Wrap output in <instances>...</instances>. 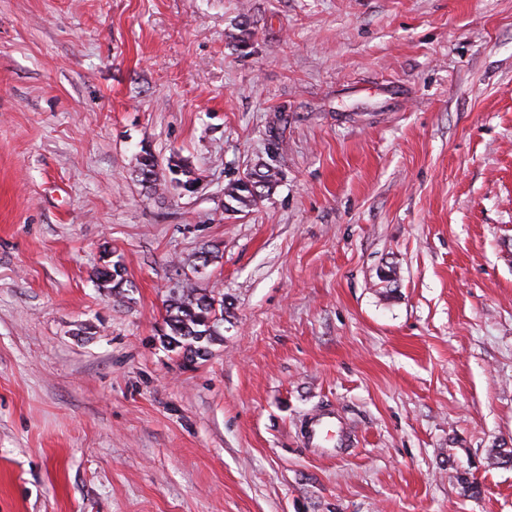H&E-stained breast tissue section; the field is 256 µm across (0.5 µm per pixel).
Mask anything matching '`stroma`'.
Instances as JSON below:
<instances>
[{
    "label": "stroma",
    "mask_w": 512,
    "mask_h": 512,
    "mask_svg": "<svg viewBox=\"0 0 512 512\" xmlns=\"http://www.w3.org/2000/svg\"><path fill=\"white\" fill-rule=\"evenodd\" d=\"M503 448L512 0H0V512H512ZM157 161L151 152H144V155L138 159L137 176L140 182L148 184L150 189L157 190L159 185V175L157 172ZM260 168L249 169L243 176L228 183L224 188V196L229 203L224 204L225 211L243 212L245 209H253L264 200L263 190L269 191L277 183L278 170L272 164L266 163ZM235 203V206L230 203ZM125 267L120 261L107 264L97 270L96 279L99 287L108 288L112 284V292L118 296L124 291L122 285L124 283ZM164 305L168 330L160 337L163 346L179 349L185 363L207 357L211 345L221 341L218 328L227 309L224 295L190 286L169 290ZM341 432L336 414L331 410H324L309 418L305 430L306 443L311 448L339 447Z\"/></svg>",
    "instance_id": "1"
}]
</instances>
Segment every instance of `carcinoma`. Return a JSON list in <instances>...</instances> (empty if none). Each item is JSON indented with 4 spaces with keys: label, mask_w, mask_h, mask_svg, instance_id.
Instances as JSON below:
<instances>
[{
    "label": "carcinoma",
    "mask_w": 512,
    "mask_h": 512,
    "mask_svg": "<svg viewBox=\"0 0 512 512\" xmlns=\"http://www.w3.org/2000/svg\"><path fill=\"white\" fill-rule=\"evenodd\" d=\"M157 161L150 152L138 159L137 174L140 182L155 189L159 175ZM278 170L266 163L261 170H248L224 188L228 203L224 210L242 212L253 209L264 200V190H270L277 183ZM125 267L119 261L107 264L97 270L99 287L112 286V292H123ZM167 332L161 336L163 346L179 350L185 363H192L210 354V347L220 340L219 326L224 322L225 299L212 291L194 287L171 290L164 301Z\"/></svg>",
    "instance_id": "cac0c4a2"
}]
</instances>
